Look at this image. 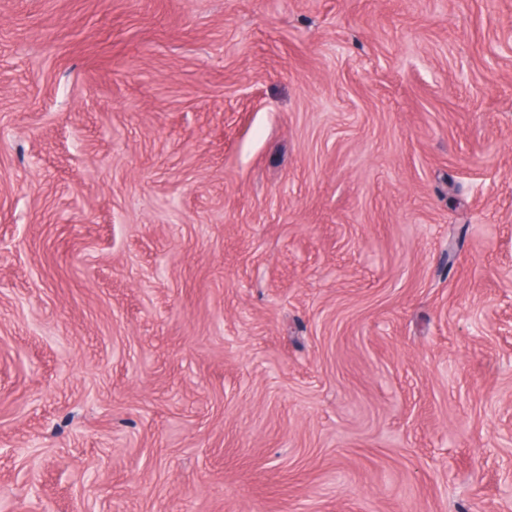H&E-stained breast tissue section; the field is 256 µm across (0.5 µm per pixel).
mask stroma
I'll return each instance as SVG.
<instances>
[{
	"label": "stroma",
	"mask_w": 512,
	"mask_h": 512,
	"mask_svg": "<svg viewBox=\"0 0 512 512\" xmlns=\"http://www.w3.org/2000/svg\"><path fill=\"white\" fill-rule=\"evenodd\" d=\"M512 0H0V512H512Z\"/></svg>",
	"instance_id": "35a3bbf8"
}]
</instances>
